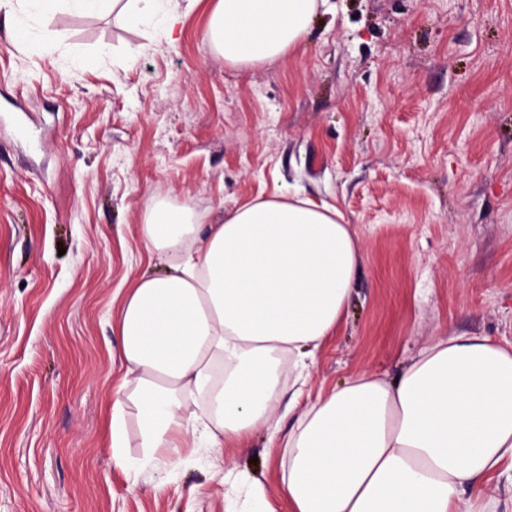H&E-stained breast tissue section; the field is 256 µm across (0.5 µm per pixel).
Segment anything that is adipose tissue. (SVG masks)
<instances>
[{"label":"adipose tissue","instance_id":"ef3b65f1","mask_svg":"<svg viewBox=\"0 0 512 512\" xmlns=\"http://www.w3.org/2000/svg\"><path fill=\"white\" fill-rule=\"evenodd\" d=\"M88 18L118 6L134 24L173 29L165 0H35ZM318 0H213L207 32L234 65L285 56ZM335 205L298 196L245 203L201 225L158 200L145 248L167 274L135 278L114 331L126 364L112 402V463L127 417L150 456L245 443L271 421L286 373L303 372L342 323L362 260ZM290 512H487L480 491L512 469V342L439 336L389 381L365 370L307 403L285 444Z\"/></svg>","mask_w":512,"mask_h":512}]
</instances>
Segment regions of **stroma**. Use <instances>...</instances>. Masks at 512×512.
Listing matches in <instances>:
<instances>
[{
    "label": "stroma",
    "mask_w": 512,
    "mask_h": 512,
    "mask_svg": "<svg viewBox=\"0 0 512 512\" xmlns=\"http://www.w3.org/2000/svg\"><path fill=\"white\" fill-rule=\"evenodd\" d=\"M211 0L128 25L0 7V512H288L268 431L130 473L108 422L112 331L157 198L204 223L254 199L336 205L363 262L307 379H392L434 336L512 342V0H328L260 65L225 62ZM62 43L31 49L7 22Z\"/></svg>",
    "instance_id": "obj_1"
}]
</instances>
